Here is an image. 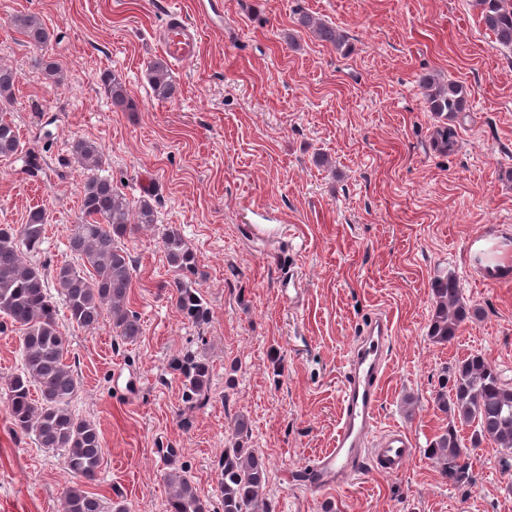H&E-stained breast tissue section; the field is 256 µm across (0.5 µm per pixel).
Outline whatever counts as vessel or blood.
<instances>
[{"label": "vessel or blood", "mask_w": 512, "mask_h": 512, "mask_svg": "<svg viewBox=\"0 0 512 512\" xmlns=\"http://www.w3.org/2000/svg\"><path fill=\"white\" fill-rule=\"evenodd\" d=\"M157 38L164 54L174 64L192 61L199 54L200 33L191 23L169 20ZM391 335V322L380 312L362 327L346 362L335 446L310 464L309 488L345 486L366 460L379 472L396 474L412 459L414 450L405 431L377 429L379 396Z\"/></svg>", "instance_id": "vessel-or-blood-1"}]
</instances>
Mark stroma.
<instances>
[{
    "label": "stroma",
    "instance_id": "obj_1",
    "mask_svg": "<svg viewBox=\"0 0 512 512\" xmlns=\"http://www.w3.org/2000/svg\"><path fill=\"white\" fill-rule=\"evenodd\" d=\"M222 2L217 29L199 0H0V64L20 74L6 112L20 147L0 158V224L44 209L34 263L49 272L70 259L87 176L71 156L79 138L101 145L100 176L132 203L149 199L157 216L153 230L122 241L135 264L138 340L117 336L106 315L92 328L58 318L79 383L72 409L105 448L89 492L164 512L173 463L215 512L218 463L242 416L247 447L268 465L274 512H512V464L493 441L471 447V428H459L464 481L429 455L450 423L435 395L458 361L480 354L512 383V284L487 282L470 247L482 235L512 251V50L480 23L474 0ZM173 10L198 27L201 49L172 66L179 93L165 102L147 65ZM302 13L333 23L347 50L315 40ZM20 14L49 29L44 49L14 27ZM42 54L60 61L61 82L36 66ZM106 73L137 111L113 107ZM426 73L463 84L465 111L430 112ZM443 124L456 132L445 154L433 143ZM30 155L42 176L24 173ZM171 225L197 256L211 310L201 327L175 306L162 245ZM292 273L299 288L288 296ZM448 273L473 316L440 344L429 335L431 284ZM381 310L392 339L378 426L407 432L415 456L397 474L367 467L346 486L311 490L301 474L333 444L347 354ZM21 336L0 318V512H62L78 477L62 450L13 432L7 412ZM187 353L212 367L201 406L184 402L168 366Z\"/></svg>",
    "mask_w": 512,
    "mask_h": 512
}]
</instances>
